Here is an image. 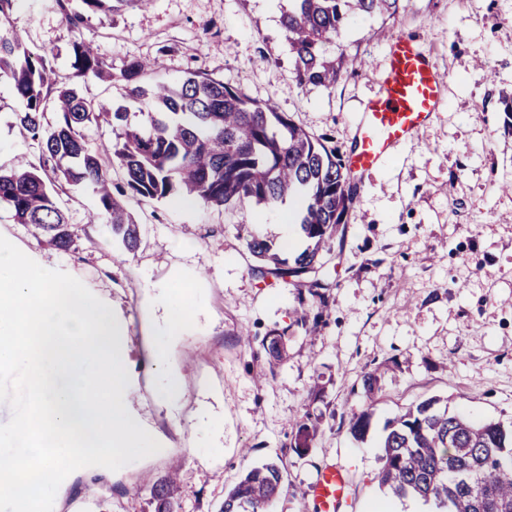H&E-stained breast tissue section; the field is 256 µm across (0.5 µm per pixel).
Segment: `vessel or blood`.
<instances>
[{"mask_svg":"<svg viewBox=\"0 0 512 512\" xmlns=\"http://www.w3.org/2000/svg\"><path fill=\"white\" fill-rule=\"evenodd\" d=\"M445 76L410 36L393 37L381 70L378 93L358 116L355 146L345 160L350 171H368L388 158L401 140L428 122L440 103ZM350 485L342 467L324 465L310 486V512H344Z\"/></svg>","mask_w":512,"mask_h":512,"instance_id":"b4317fda","label":"vessel or blood"}]
</instances>
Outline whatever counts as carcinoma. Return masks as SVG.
<instances>
[{
	"label": "carcinoma",
	"mask_w": 512,
	"mask_h": 512,
	"mask_svg": "<svg viewBox=\"0 0 512 512\" xmlns=\"http://www.w3.org/2000/svg\"><path fill=\"white\" fill-rule=\"evenodd\" d=\"M17 0H0V82L10 85L21 108L15 125L39 148L38 162L23 157L0 168V203L18 224H30L56 249L69 251L78 233L58 205L66 188L90 185L99 199L90 224H107L127 251L139 243V225L121 197L168 199L194 197L206 206L255 203L273 206L286 198L296 201L295 219L311 245L293 264L274 252L270 240L251 234L246 245L264 266L261 276L288 281L291 276L322 264L321 251L346 222L356 193L336 151L313 139L288 113L271 101L258 102L245 92L198 69L177 85H141L151 63L125 61L119 72L88 42L83 29L93 18L103 19L152 0H53L69 27L79 33L73 42L76 76L89 74L122 81L129 104H148L146 122L133 123L127 108H95L75 84L52 79L48 55L22 50L21 35L8 28ZM399 0H292L283 15L295 56L299 84L331 88L342 69L364 61L332 60L327 48L355 14H392ZM56 110L52 125H44L47 102ZM112 125V146L100 152L87 148L85 129L92 123ZM120 167L126 182L112 191L111 169ZM261 346L270 364L287 356L283 336L265 337ZM429 399L409 408L386 425L380 487L399 499L433 502L436 512H512V429L500 422H477L462 413L435 408ZM369 430L368 414L350 419L357 438ZM317 425L299 424L291 443L297 453L311 448ZM282 488L277 464L250 469L224 497L220 512H272ZM176 481L167 476L153 486L156 512H176Z\"/></svg>",
	"instance_id": "obj_1"
}]
</instances>
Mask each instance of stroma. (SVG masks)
I'll return each mask as SVG.
<instances>
[{"instance_id":"obj_1","label":"stroma","mask_w":512,"mask_h":512,"mask_svg":"<svg viewBox=\"0 0 512 512\" xmlns=\"http://www.w3.org/2000/svg\"><path fill=\"white\" fill-rule=\"evenodd\" d=\"M289 0H153L151 6L91 21L98 53L120 69L157 60L144 84L175 82L203 67L279 111L339 155L378 90L390 39L414 36L447 76L444 100L390 159L352 175L356 202L323 254L316 278L330 313L317 333L301 323L307 290L262 277L249 234L296 247L279 233L280 207L183 206L125 197L140 234L126 251L107 225L88 223L91 189L58 202L80 238L62 252L17 224L0 206V236L44 268L79 279L110 306L123 328L134 399L129 413L162 446L119 470L78 469L60 485L53 512H155L151 487L176 473L178 512H220L224 495L249 469L277 462L285 488L274 512H306L325 464L350 480L345 512H429L380 489L389 420L435 398L476 421L512 423V0H399L393 16L359 15L333 52L361 57L329 89L300 85L282 16ZM26 51L49 54L56 79L79 82L95 103L122 102L123 83L75 78V34L47 0H17L11 19ZM18 104L0 83V164L37 157L10 125ZM192 312L168 334L170 302ZM286 334L288 357L269 365L264 336ZM178 373L170 392L168 370ZM381 374L374 399L362 379ZM370 410L364 439L352 413ZM318 423L312 448L290 443L298 423Z\"/></svg>"}]
</instances>
